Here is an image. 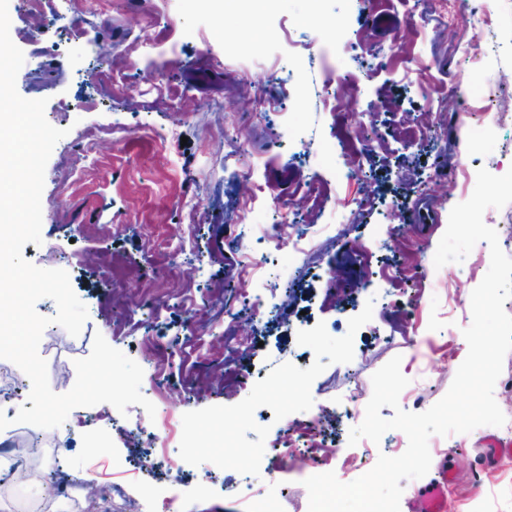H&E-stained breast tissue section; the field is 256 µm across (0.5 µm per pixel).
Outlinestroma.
I'll return each mask as SVG.
<instances>
[{
	"label": "stroma",
	"mask_w": 512,
	"mask_h": 512,
	"mask_svg": "<svg viewBox=\"0 0 512 512\" xmlns=\"http://www.w3.org/2000/svg\"><path fill=\"white\" fill-rule=\"evenodd\" d=\"M439 0H324L340 19L323 28L307 0H272L255 12L229 0L223 22L180 6L150 0H43L46 12L79 19L78 28L41 34V19L22 0H9L10 37L25 57L16 88L46 99L45 117L64 137L45 168L41 245L23 255L42 269L65 270L88 309L79 335L52 318L43 298L37 312L50 318L39 354L59 394L76 381V360L90 355L95 334L136 361L144 373L167 362L152 381L157 419L177 424L166 438L131 440L123 428L144 416L95 405V421L71 436L69 454L51 443L39 457L38 481L24 497L0 494V512L51 498L49 512H77L69 478L78 473L129 491L165 494L171 472L185 487L176 512H244V498L267 492L277 512H308L303 478L281 458L280 415L321 416L338 443L321 471L344 483L374 467L379 455L397 456L406 435L387 431L380 442L349 445L373 392L371 378L393 357L409 383L399 408L420 413L447 393L468 353L463 336L471 313L450 307L460 292L470 299L490 266L487 242L459 263L435 267L434 255L451 209L467 199L449 183V169L495 175L512 168V0H470V11L436 27ZM492 12L493 30L478 17ZM278 32V52L295 64L289 83L273 93L291 100L285 117L267 125L283 148L264 151L254 133L261 102L251 88L262 73L239 59L244 40ZM482 38L476 60L464 50ZM55 72L40 90L35 73ZM346 82L342 109L326 103L332 76ZM466 93L470 108L457 125L443 105ZM155 138H146V130ZM237 139L225 141V131ZM357 156L362 178L346 180L343 157ZM257 171L249 191L262 216L253 228L289 220L279 201L282 185L309 177L318 185L297 216L309 230L312 268L298 279L292 265L252 269L245 251L227 247L222 216L238 191L235 165ZM448 182L444 195H427L430 177ZM355 244L351 255L329 249V235ZM356 260L372 290L336 296L335 275ZM421 271L424 297L412 304L411 272ZM248 274V289L294 279L297 289L266 311L250 335L226 333L235 311L221 297L227 279ZM321 330L301 338V330ZM494 397L507 418L429 440L425 477L403 481L400 512L415 504L442 469L451 512H512V461H487L492 442L512 443V352L503 362Z\"/></svg>",
	"instance_id": "stroma-1"
}]
</instances>
